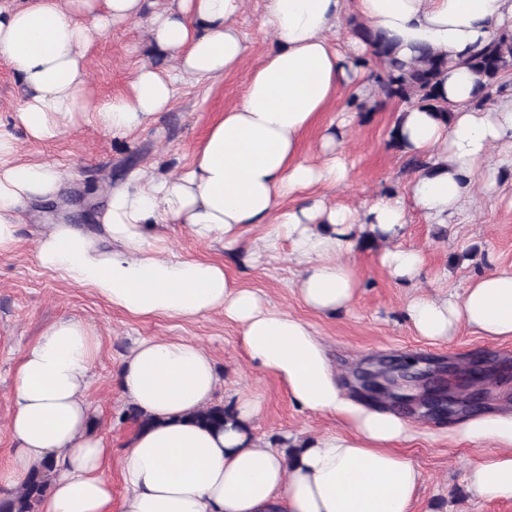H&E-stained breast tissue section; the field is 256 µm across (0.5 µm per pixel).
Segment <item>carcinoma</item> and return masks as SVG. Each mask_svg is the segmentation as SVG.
<instances>
[{"label":"carcinoma","mask_w":512,"mask_h":512,"mask_svg":"<svg viewBox=\"0 0 512 512\" xmlns=\"http://www.w3.org/2000/svg\"><path fill=\"white\" fill-rule=\"evenodd\" d=\"M356 33L374 48L379 58V69L371 73L378 92L386 99H397L408 104H419L448 121L449 105L440 101L436 93L438 77L447 61L427 49L420 51L416 64L405 67L395 60L392 48L383 37L363 26ZM480 77V95L476 105L489 97V89L498 82L503 72L512 67V37L494 40L480 51L460 62ZM232 415L229 408L212 406L198 414L196 420L206 426L220 428ZM52 466L44 465L28 481L7 498L0 499V512H39V504L49 485Z\"/></svg>","instance_id":"carcinoma-1"}]
</instances>
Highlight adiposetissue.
<instances>
[{
    "mask_svg": "<svg viewBox=\"0 0 512 512\" xmlns=\"http://www.w3.org/2000/svg\"><path fill=\"white\" fill-rule=\"evenodd\" d=\"M263 3L261 26L272 45L251 69L242 100L211 125L190 164L174 175L133 173L112 190L101 237L58 223L38 238L35 259L132 316L223 313L240 326L248 360L275 375L295 406L336 415L347 430L295 440L297 453L287 457L249 431L261 403L246 394L237 396L234 419L224 429L201 426L193 415L215 404L220 386L211 354L190 339H142L122 358L115 383L150 423L113 459L90 430L86 390L98 339L82 320L64 318L25 350L15 371L8 422L15 448L9 467L0 470V489L11 492L34 468L53 464L40 512H112L115 463L125 486L121 512H411L422 474L398 446L413 438L412 426L349 397L308 322L267 307L223 265L168 250L161 229L181 224L199 240L232 249L258 228L265 254L289 243L301 267L299 297L321 314L353 303L361 280L350 255L364 232L385 241L379 262L388 277L415 288L423 254L397 242L408 206L447 223L512 166V96L476 106L479 78L461 65L512 34V0ZM144 5L0 0V56L25 91L14 120L31 140L56 139L86 117L112 136H127L170 109L179 82H213L245 60L248 45L237 19L246 0H169L152 14L148 33L172 54L173 69L141 64L125 94L91 104L87 48L139 18ZM352 21L382 33L406 62L424 48L445 57L438 92L453 107L446 122L415 104L401 112L404 152L430 168L404 193L356 207L327 195L348 178L343 140L351 115L323 129L318 161L299 148L302 135L341 94L370 96L362 61L373 49L346 37ZM64 182L57 166L21 160L14 137L0 131V254L18 241L23 205L58 195ZM404 312L417 335L429 340L448 339L463 326L489 339H512V274L476 276L458 297L415 290ZM455 435L493 448L467 467L470 488L483 498L512 500V411L469 419Z\"/></svg>",
    "mask_w": 512,
    "mask_h": 512,
    "instance_id": "ef3b65f1",
    "label": "adipose tissue"
}]
</instances>
